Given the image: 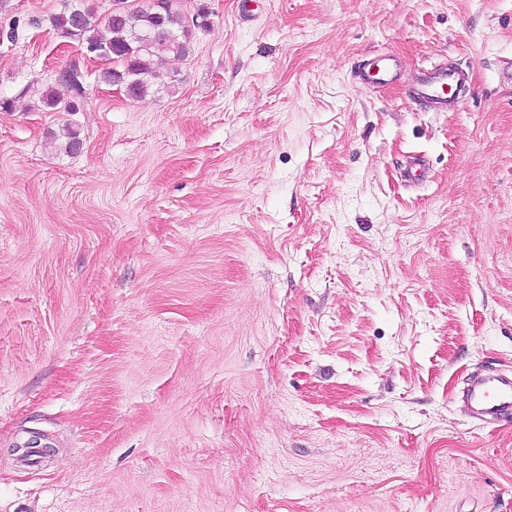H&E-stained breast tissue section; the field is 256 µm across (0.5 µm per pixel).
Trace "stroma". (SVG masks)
<instances>
[{
    "label": "stroma",
    "mask_w": 512,
    "mask_h": 512,
    "mask_svg": "<svg viewBox=\"0 0 512 512\" xmlns=\"http://www.w3.org/2000/svg\"><path fill=\"white\" fill-rule=\"evenodd\" d=\"M82 7L0 0V512H512V0H183L142 98ZM425 77L416 91L418 95L428 100L447 99L448 94H452L462 81L461 75L456 70L444 65L428 70ZM74 72H76V67H72L69 70L65 71L62 75V78L59 81L64 84L70 91L69 100H63L60 98L57 93L53 90L47 91L42 96L43 106L50 111L60 112L63 110L64 112H75L78 111V101L82 99L85 95V87H84V79H82V75H78L80 79L77 81L74 77ZM78 73L76 72V75ZM465 393L476 416L498 419L512 414V373L473 376Z\"/></svg>",
    "instance_id": "stroma-1"
}]
</instances>
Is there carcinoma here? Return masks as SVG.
Instances as JSON below:
<instances>
[{"label": "carcinoma", "instance_id": "cac0c4a2", "mask_svg": "<svg viewBox=\"0 0 512 512\" xmlns=\"http://www.w3.org/2000/svg\"><path fill=\"white\" fill-rule=\"evenodd\" d=\"M55 26L84 49H106L108 54L103 60L105 68L100 72V79L107 84L114 79L125 80L132 85L135 98L164 83L163 64L168 57L186 56L191 51V29L174 5L163 12L160 21L144 9L134 8L114 17L110 15L102 23L92 11L73 8L57 16ZM74 72L76 68L72 67L60 78L69 89L70 98L65 101L49 90L42 96L46 109L78 111L85 87L84 80H76Z\"/></svg>", "mask_w": 512, "mask_h": 512}]
</instances>
